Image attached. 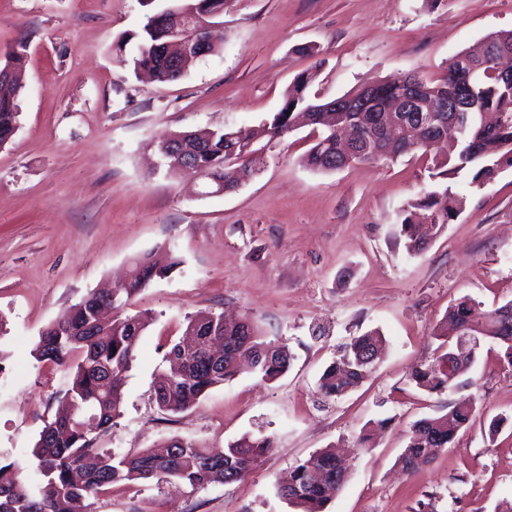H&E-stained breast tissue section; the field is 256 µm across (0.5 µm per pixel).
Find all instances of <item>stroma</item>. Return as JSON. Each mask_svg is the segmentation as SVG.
Returning a JSON list of instances; mask_svg holds the SVG:
<instances>
[{
    "mask_svg": "<svg viewBox=\"0 0 512 512\" xmlns=\"http://www.w3.org/2000/svg\"><path fill=\"white\" fill-rule=\"evenodd\" d=\"M143 0H0V61L25 44L17 130L0 146V460H24L66 392V368L30 354L42 330L91 291L122 280L134 258L168 250L180 264L134 299L154 314L122 386L121 415L98 439L136 454L170 438L211 450L242 435L272 450L231 484L201 489L155 479L113 489L97 512H296L277 491L315 451H344L350 474L326 512H496L512 501V368L482 340L452 395L417 391L449 306L512 301V167L483 185L442 179L425 157L319 172L301 158L303 127L263 149L264 167L221 195L167 175L157 146L197 128H258L294 78L331 100L374 79L443 74L450 58L512 30V0H231L217 52L160 83L118 64L112 48L140 30ZM312 46L314 54H302ZM448 185L456 214L428 250L408 255L397 215ZM249 317L294 355L265 383L252 373L165 419L153 402L169 339L199 311ZM324 331L312 339V328ZM380 330L386 352L362 385L322 400L318 379L338 344ZM475 405L453 447L420 471L397 459L410 425L449 399ZM388 419L371 447L358 439Z\"/></svg>",
    "mask_w": 512,
    "mask_h": 512,
    "instance_id": "1",
    "label": "stroma"
}]
</instances>
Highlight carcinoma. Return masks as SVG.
<instances>
[{"instance_id": "carcinoma-1", "label": "carcinoma", "mask_w": 512, "mask_h": 512, "mask_svg": "<svg viewBox=\"0 0 512 512\" xmlns=\"http://www.w3.org/2000/svg\"><path fill=\"white\" fill-rule=\"evenodd\" d=\"M230 0H174V5L146 15L140 31L124 36L115 49L121 65L134 71L146 70L157 81L176 80L188 72L198 59L189 50L172 61L158 53V46L169 40L171 31L187 16L207 7L227 6ZM134 45L127 53L128 45ZM23 51L16 50L0 66L8 78L0 81V145L17 128V95L24 88ZM477 81L470 95L459 99L458 110L466 113L453 143H448L450 112L435 113L432 127L412 144L389 145L383 129L390 111L405 95L404 78L382 80L385 98L373 112H322L324 104L312 100L307 90L314 74L303 72L289 86L282 107L264 123L269 139L286 136L300 126H311L318 138L311 144L303 163L318 171H335L343 160L336 158V128H358L360 151L357 161L372 162L416 153L432 158L434 165L451 171L469 169L472 182L481 183L502 168L512 167V85L495 71L494 64L480 59ZM425 96L438 101L448 97V77L424 78L412 75ZM497 115V122L484 124L482 113ZM177 148L194 172L212 183H224L229 191L239 181L257 176L263 168L262 156L255 149L258 133L246 127L202 129L177 134ZM456 200L448 190H434L418 202L402 209L397 239L410 255L421 254L455 212ZM179 261L163 262L148 254L132 262L126 285L114 290L112 319L97 322V311L104 296L88 294L73 305L58 321L44 329L34 342L31 355L39 362L65 366L71 383L62 408L54 419L45 422L29 457L23 462L0 464V512H96L95 503L117 484L157 478L204 488L211 484H230L243 478L259 457L273 448L269 436H244L222 452L212 453L192 441L171 440L164 449L147 448L137 455H121L110 448L96 446L97 439L112 429L120 416L121 381L135 360L142 334L153 321L147 311L125 313L130 300L156 278L171 273ZM482 326L480 335L497 342L501 360L512 367V301L485 310L481 304L464 298L452 305L437 325L435 336L446 349L436 363L419 367L412 382L429 394L451 392L459 374L472 364L467 359L448 371V356L454 353L459 337ZM185 336L197 339V349L186 352L182 341L173 343L165 360L181 361L180 368L154 387V401L165 414L187 410L208 392L240 374L239 355L256 357L254 371L261 379L275 382L292 363L288 346L267 340L248 318L226 323L221 314L200 312L186 318ZM224 341V357L208 361L207 343ZM386 348L377 330L352 336L341 345L336 358L325 367L318 391L326 400L346 395L373 373ZM470 401L450 402L447 411L412 424L407 446L398 462L407 472L429 463L439 450L449 447L473 416ZM346 463L330 449L319 450L293 467L288 483L278 488L281 498L299 512H325L331 488L346 480Z\"/></svg>"}]
</instances>
